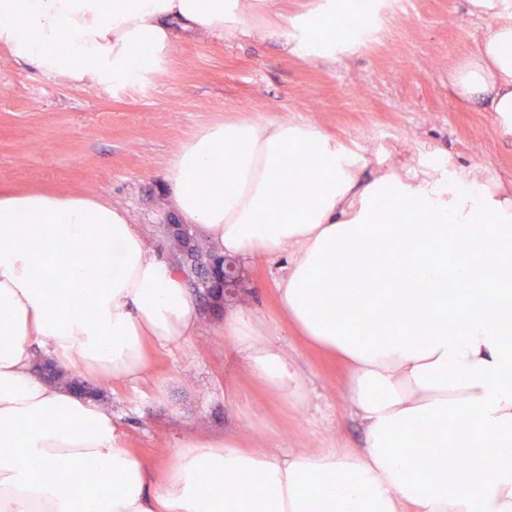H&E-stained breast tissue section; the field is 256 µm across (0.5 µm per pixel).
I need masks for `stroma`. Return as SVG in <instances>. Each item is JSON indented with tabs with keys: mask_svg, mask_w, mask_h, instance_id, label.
<instances>
[{
	"mask_svg": "<svg viewBox=\"0 0 512 512\" xmlns=\"http://www.w3.org/2000/svg\"><path fill=\"white\" fill-rule=\"evenodd\" d=\"M364 2L372 28L362 36L352 34L344 0H241L240 31L187 34L127 86L52 78L0 49V191L107 201L164 258L162 226L175 215L167 170L201 131L233 119L311 123L373 170L449 161L478 181L511 186L512 133L497 113L448 95L449 73L475 54L493 19L472 14L468 0ZM330 11L335 54H307L296 42L304 21ZM285 265L245 264L247 303L198 316L192 335L152 349L141 383L102 385L99 404L158 473L194 434L241 431L248 448L362 447L364 429L346 410L345 366L307 348L283 321L275 282ZM237 313L265 321L299 377L294 395H273L251 378L224 338L226 317Z\"/></svg>",
	"mask_w": 512,
	"mask_h": 512,
	"instance_id": "1",
	"label": "stroma"
}]
</instances>
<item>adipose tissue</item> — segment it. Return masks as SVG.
<instances>
[{
    "label": "adipose tissue",
    "instance_id": "ef3b65f1",
    "mask_svg": "<svg viewBox=\"0 0 512 512\" xmlns=\"http://www.w3.org/2000/svg\"><path fill=\"white\" fill-rule=\"evenodd\" d=\"M470 2L498 17L512 6ZM237 8L0 0V46L50 77L129 84L183 31H237ZM448 89L512 126L511 20L499 17ZM367 165L314 125L252 121L209 127L172 161V206L217 252L288 256L276 284L285 321L345 362L347 404L365 441L278 454L244 448L237 434H197L162 476L125 448L107 410L49 384L34 359L41 348L90 381L142 380L150 348L196 327L184 276L109 203L0 194V512H512V191L463 172L369 175ZM284 170L282 187L274 175ZM282 191L286 204L274 208ZM386 208L402 223H378ZM458 281L467 290L449 297ZM378 284L396 318L381 338L365 327ZM263 330L245 313L224 323L253 379L288 395L299 378ZM416 442L436 460L425 479L406 457ZM63 465L92 483L58 480Z\"/></svg>",
    "mask_w": 512,
    "mask_h": 512
}]
</instances>
